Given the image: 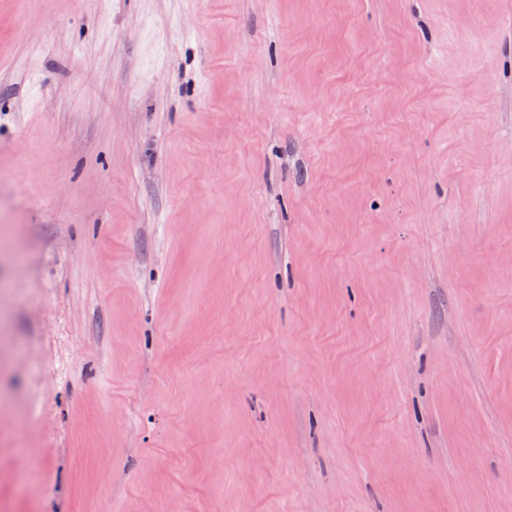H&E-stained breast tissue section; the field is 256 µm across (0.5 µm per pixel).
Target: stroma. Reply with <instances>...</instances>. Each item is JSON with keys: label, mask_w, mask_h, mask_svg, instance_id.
<instances>
[{"label": "stroma", "mask_w": 512, "mask_h": 512, "mask_svg": "<svg viewBox=\"0 0 512 512\" xmlns=\"http://www.w3.org/2000/svg\"><path fill=\"white\" fill-rule=\"evenodd\" d=\"M0 512H512V0H0Z\"/></svg>", "instance_id": "1"}]
</instances>
